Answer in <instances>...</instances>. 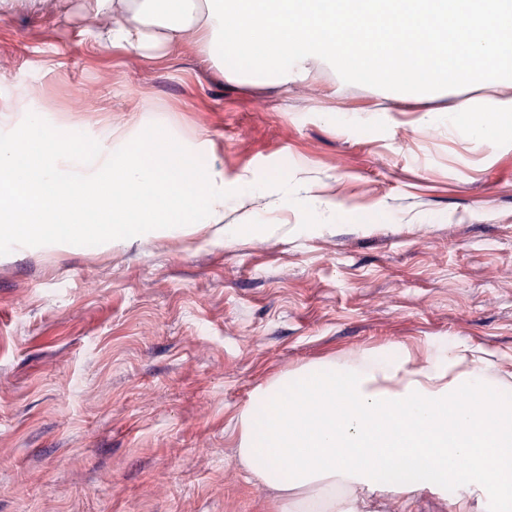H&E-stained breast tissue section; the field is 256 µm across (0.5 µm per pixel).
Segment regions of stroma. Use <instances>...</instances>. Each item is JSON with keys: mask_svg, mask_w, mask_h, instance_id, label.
Here are the masks:
<instances>
[{"mask_svg": "<svg viewBox=\"0 0 512 512\" xmlns=\"http://www.w3.org/2000/svg\"><path fill=\"white\" fill-rule=\"evenodd\" d=\"M94 42L1 8L0 132L32 112L107 156L157 124L234 195L200 230L0 256V512H267L239 415L301 367L468 348L512 394V141L455 121L512 79L394 98L324 59L278 85Z\"/></svg>", "mask_w": 512, "mask_h": 512, "instance_id": "stroma-1", "label": "stroma"}]
</instances>
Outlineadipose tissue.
Masks as SVG:
<instances>
[{
    "instance_id": "ef3b65f1",
    "label": "adipose tissue",
    "mask_w": 512,
    "mask_h": 512,
    "mask_svg": "<svg viewBox=\"0 0 512 512\" xmlns=\"http://www.w3.org/2000/svg\"><path fill=\"white\" fill-rule=\"evenodd\" d=\"M82 11L99 49L171 53L191 41L216 69L243 62L281 83L290 62L314 57L396 95L512 75L501 50L512 0H83ZM456 121L512 139V98L488 112L461 103ZM256 397L236 455L272 490L270 512H369L376 498L409 512L416 495L451 486L448 512L474 499L512 512V403L467 351L303 368Z\"/></svg>"
}]
</instances>
